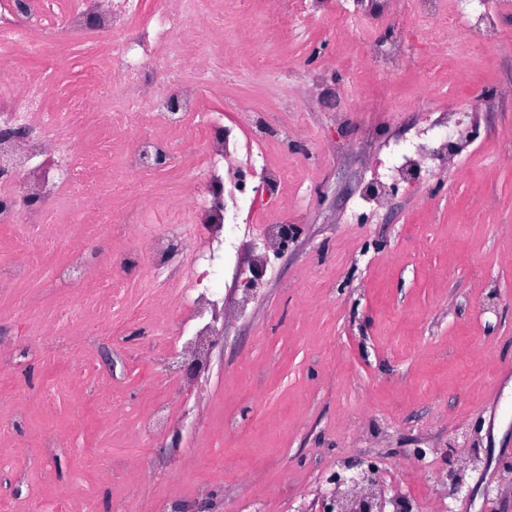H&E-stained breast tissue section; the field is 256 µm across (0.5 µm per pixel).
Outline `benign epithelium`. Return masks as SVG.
Instances as JSON below:
<instances>
[{
  "instance_id": "obj_1",
  "label": "benign epithelium",
  "mask_w": 512,
  "mask_h": 512,
  "mask_svg": "<svg viewBox=\"0 0 512 512\" xmlns=\"http://www.w3.org/2000/svg\"><path fill=\"white\" fill-rule=\"evenodd\" d=\"M479 461L473 454L463 465H448L446 478L452 486L453 495L461 494L466 486L467 469H474ZM330 485L299 512H411L407 497L388 495L381 484V469L375 462L354 461L340 472H334L326 479Z\"/></svg>"
}]
</instances>
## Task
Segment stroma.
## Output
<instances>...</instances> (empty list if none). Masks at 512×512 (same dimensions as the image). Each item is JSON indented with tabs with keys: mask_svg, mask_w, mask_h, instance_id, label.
Instances as JSON below:
<instances>
[{
	"mask_svg": "<svg viewBox=\"0 0 512 512\" xmlns=\"http://www.w3.org/2000/svg\"><path fill=\"white\" fill-rule=\"evenodd\" d=\"M501 23L502 41L472 75L479 151L397 192L388 209H366L372 174L423 109L447 99V85L426 83L412 62L392 82L334 79L297 102L322 154L318 191L300 202L299 234L276 276L260 281L258 303L239 316L225 297L224 337L201 391L173 397L175 410L192 408L194 432L136 444L134 417L102 416L79 397H57L48 415L29 408L59 364L30 351L28 327L0 316V369L17 385L0 393V426L23 441L13 459L26 475L0 474V495H89L98 512L122 499L150 512L165 497L192 512L190 486L208 482L214 512H296L330 474L366 459L389 491L430 503L449 461L476 452L483 462L467 471L468 492L450 499L453 512H512V495L497 492L512 465V14ZM394 95L409 106L392 124ZM357 99L364 111L344 116ZM72 291L62 280L13 281L0 285V304L27 293L50 308ZM172 356L165 336L92 340L83 354L88 374L111 373L119 401L139 408L159 396L145 359L182 377ZM233 419L250 430L223 441ZM47 421L72 445L46 462Z\"/></svg>",
	"mask_w": 512,
	"mask_h": 512,
	"instance_id": "35a3bbf8",
	"label": "stroma"
}]
</instances>
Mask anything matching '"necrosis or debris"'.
Instances as JSON below:
<instances>
[{"instance_id":"necrosis-or-debris-1","label":"necrosis or debris","mask_w":512,"mask_h":512,"mask_svg":"<svg viewBox=\"0 0 512 512\" xmlns=\"http://www.w3.org/2000/svg\"><path fill=\"white\" fill-rule=\"evenodd\" d=\"M255 1L64 0L51 20L35 0H0V128L28 131L0 140V226L12 230L0 242V270L19 280L41 274L44 251L71 241L55 277L98 285L43 317L35 350L79 361L73 338L87 327L110 341L165 333L180 355L207 354L224 327L225 280L252 273L239 263L242 246L255 238L266 249L281 244L293 207L288 183L304 163L265 127L274 104L226 94L224 79L250 87L289 69L301 73L303 93L320 78L303 57L283 56L263 25L291 42L318 25L366 42L386 77L402 72L405 38L417 34L424 77L448 83L458 115L470 94L456 60L470 39L491 45L502 36L493 19L458 0H371L362 13L344 0H263L260 16ZM79 38L92 43L83 92L19 70L52 46L65 64ZM172 173L181 187L159 199L156 179ZM157 208L162 223H132ZM126 220L130 233L108 264L92 261L96 243ZM132 269L152 288V305H122Z\"/></svg>"}]
</instances>
